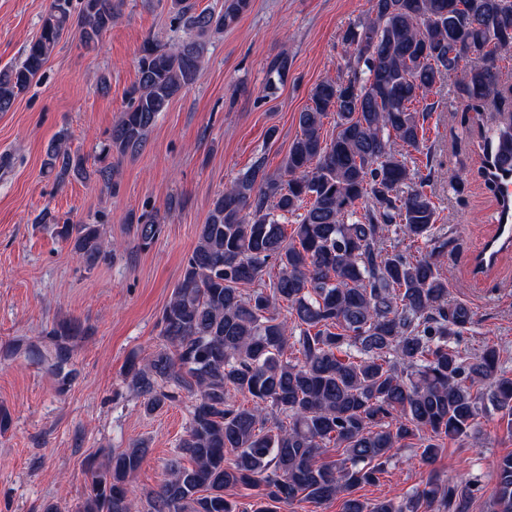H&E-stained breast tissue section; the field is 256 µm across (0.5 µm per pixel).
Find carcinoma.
I'll use <instances>...</instances> for the list:
<instances>
[{
  "label": "carcinoma",
  "mask_w": 512,
  "mask_h": 512,
  "mask_svg": "<svg viewBox=\"0 0 512 512\" xmlns=\"http://www.w3.org/2000/svg\"><path fill=\"white\" fill-rule=\"evenodd\" d=\"M249 2L198 12L192 0H170L192 34L169 50L143 43L129 104L101 143L104 166L89 170L63 131L48 149L47 173L61 184L94 175L112 184L108 159L139 153L159 114L201 77L202 37L235 23ZM118 7L82 0L75 14L71 0H53L23 59L0 70V112L66 31L77 26L90 47L112 28ZM341 41L346 77L313 87L279 172L259 158L217 195L162 310L160 347L145 363H128V384L146 411L194 398L168 478L136 504L130 481L146 447L134 444L92 470L82 512H275L280 502L339 497L342 512H465L471 486L433 476L398 502H366L355 489L377 482L404 447L433 464L444 440L471 435L486 401L512 430V377L499 373L498 345L458 347L474 313L450 299L429 256L411 253L419 241L444 248L448 240L435 235L430 180L413 179L409 167L435 110L428 97L457 71L466 111L491 102L507 113L483 145L484 178L488 164L512 158V98L499 89V62L512 56V0H370L368 17ZM289 67L286 52L269 62L267 92ZM330 114L336 134L328 142ZM288 214L290 235L280 224ZM42 221L86 267L104 256L99 225L48 212ZM393 225L410 245L389 238ZM135 231L150 246L161 233L157 215L142 213ZM271 267L277 275L267 280ZM82 333L80 323H65L51 331V349L17 344L10 353L23 349L59 375ZM331 446L339 458L322 461ZM493 472L491 512H512V454ZM238 485L260 489L258 501L247 506L225 494Z\"/></svg>",
  "instance_id": "obj_1"
}]
</instances>
